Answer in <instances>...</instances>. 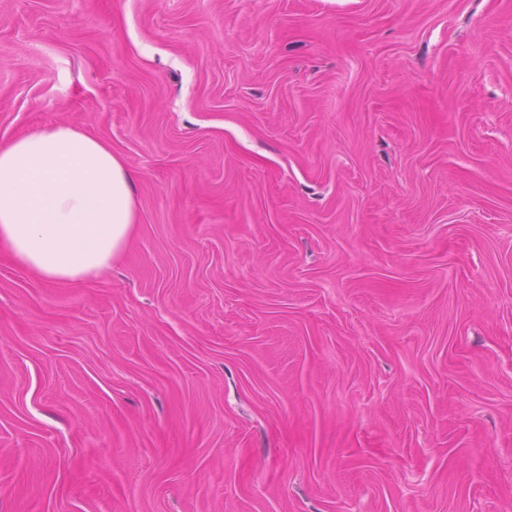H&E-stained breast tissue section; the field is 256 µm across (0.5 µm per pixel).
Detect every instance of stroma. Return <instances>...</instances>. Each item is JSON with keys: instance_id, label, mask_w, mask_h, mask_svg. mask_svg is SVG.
<instances>
[{"instance_id": "35a3bbf8", "label": "stroma", "mask_w": 512, "mask_h": 512, "mask_svg": "<svg viewBox=\"0 0 512 512\" xmlns=\"http://www.w3.org/2000/svg\"><path fill=\"white\" fill-rule=\"evenodd\" d=\"M59 123L137 224L0 250V512H512V0H0Z\"/></svg>"}]
</instances>
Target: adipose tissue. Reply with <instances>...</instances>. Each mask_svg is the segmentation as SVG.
<instances>
[{
	"mask_svg": "<svg viewBox=\"0 0 512 512\" xmlns=\"http://www.w3.org/2000/svg\"><path fill=\"white\" fill-rule=\"evenodd\" d=\"M135 224L134 173L84 128L48 126L0 145V248L38 278L99 275Z\"/></svg>",
	"mask_w": 512,
	"mask_h": 512,
	"instance_id": "ef3b65f1",
	"label": "adipose tissue"
}]
</instances>
